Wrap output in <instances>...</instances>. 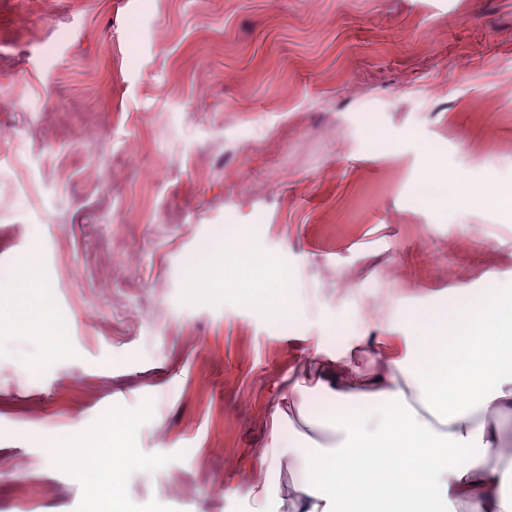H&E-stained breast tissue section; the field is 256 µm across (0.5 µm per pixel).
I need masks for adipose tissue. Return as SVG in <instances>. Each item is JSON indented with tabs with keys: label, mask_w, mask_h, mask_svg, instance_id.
I'll return each mask as SVG.
<instances>
[{
	"label": "adipose tissue",
	"mask_w": 512,
	"mask_h": 512,
	"mask_svg": "<svg viewBox=\"0 0 512 512\" xmlns=\"http://www.w3.org/2000/svg\"><path fill=\"white\" fill-rule=\"evenodd\" d=\"M400 336H358L338 345L318 340L314 386L296 381L300 415L319 411L333 442L306 449L290 496L282 463L291 455L285 414L274 410L270 463L251 487L281 512H512V466L500 468L502 435L493 417L512 413V282L449 292L445 306L413 313ZM367 353L373 372L357 364ZM390 449L383 472L377 449Z\"/></svg>",
	"instance_id": "obj_1"
}]
</instances>
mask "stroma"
Segmentation results:
<instances>
[{
  "instance_id": "obj_1",
  "label": "stroma",
  "mask_w": 512,
  "mask_h": 512,
  "mask_svg": "<svg viewBox=\"0 0 512 512\" xmlns=\"http://www.w3.org/2000/svg\"><path fill=\"white\" fill-rule=\"evenodd\" d=\"M0 99V512H267L218 488L312 344L512 280V0H0ZM231 239L235 241L234 252L231 255V261L235 263L247 262L257 250L255 240L247 233H233Z\"/></svg>"
}]
</instances>
